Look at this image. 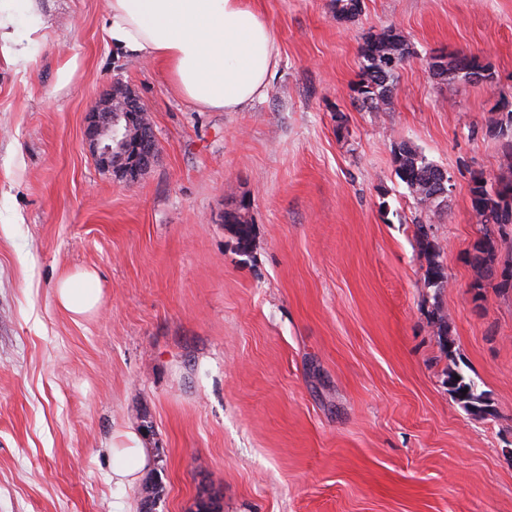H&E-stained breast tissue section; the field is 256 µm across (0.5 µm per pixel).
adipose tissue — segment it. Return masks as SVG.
Here are the masks:
<instances>
[{"label": "adipose tissue", "mask_w": 512, "mask_h": 512, "mask_svg": "<svg viewBox=\"0 0 512 512\" xmlns=\"http://www.w3.org/2000/svg\"><path fill=\"white\" fill-rule=\"evenodd\" d=\"M106 31L116 48L161 62L176 91L207 110L236 112L263 97L279 56L274 28L250 0H108ZM96 278L82 269L59 280V306L78 317L92 313L100 294L85 284ZM145 458L135 433L113 439L118 482Z\"/></svg>", "instance_id": "ef3b65f1"}]
</instances>
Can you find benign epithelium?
Here are the masks:
<instances>
[{"label": "benign epithelium", "mask_w": 512, "mask_h": 512, "mask_svg": "<svg viewBox=\"0 0 512 512\" xmlns=\"http://www.w3.org/2000/svg\"><path fill=\"white\" fill-rule=\"evenodd\" d=\"M144 111L134 95L116 101L109 94L91 114L85 129L97 164L103 169L119 170L129 181L153 164L159 152L155 132L141 131L135 138L130 134Z\"/></svg>", "instance_id": "obj_1"}]
</instances>
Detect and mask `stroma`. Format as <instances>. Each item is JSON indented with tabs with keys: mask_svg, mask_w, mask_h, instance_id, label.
<instances>
[{
	"mask_svg": "<svg viewBox=\"0 0 512 512\" xmlns=\"http://www.w3.org/2000/svg\"><path fill=\"white\" fill-rule=\"evenodd\" d=\"M108 0H29L0 51V512H512V288L472 261L473 176L512 179V0H255L280 56L266 96L198 108L164 66L116 49ZM398 28L413 53L387 111L359 108L360 47ZM473 54L493 83H448ZM160 153L134 185L85 141L113 83ZM444 169L430 217L443 287L397 144ZM249 201L255 245L224 215ZM99 276L74 317L57 281ZM448 321L450 347L437 316ZM461 370L485 398L448 390ZM148 465L112 478V437ZM467 60V63H464L462 61V58ZM434 60L432 62H448L446 65H441L437 63H432L431 67L438 66V71L436 74L438 75H445L444 80H456V79H463L468 82H484V83H492L495 80V73L492 70V67L488 64H484L480 61V59L477 56L474 55H456L453 57H449L445 54H437L434 56ZM483 70L485 72H488L486 75L481 74V76L485 79L483 81H480L475 78L476 74H478L476 71ZM426 223V221L424 222L422 220H418L416 222L419 245L428 256V268L426 270L427 285L430 287L440 288L444 282V273L439 263L435 260L437 255L436 249L428 240ZM88 281H98L95 271L82 269L59 280L55 286V296L59 306L77 317L92 313L99 304L101 289L88 291L86 288H80ZM459 377V380L455 379ZM448 385L456 398L474 410H479L483 403V393H478L476 382L464 375L461 371H450L448 374ZM468 389L466 394L462 390Z\"/></svg>",
	"mask_w": 512,
	"mask_h": 512,
	"instance_id": "35a3bbf8",
	"label": "stroma"
}]
</instances>
